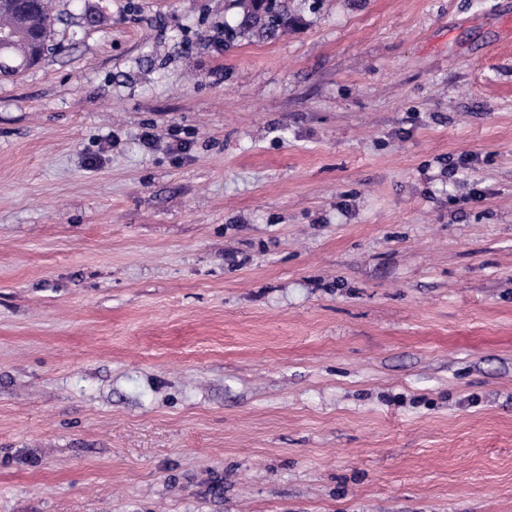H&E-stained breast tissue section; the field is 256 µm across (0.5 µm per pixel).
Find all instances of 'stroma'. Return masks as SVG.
Listing matches in <instances>:
<instances>
[{
  "instance_id": "1",
  "label": "stroma",
  "mask_w": 512,
  "mask_h": 512,
  "mask_svg": "<svg viewBox=\"0 0 512 512\" xmlns=\"http://www.w3.org/2000/svg\"><path fill=\"white\" fill-rule=\"evenodd\" d=\"M54 8L0 78V512H512V0ZM239 17L235 25L224 24V46L239 39L270 40L294 22L288 0H235Z\"/></svg>"
}]
</instances>
